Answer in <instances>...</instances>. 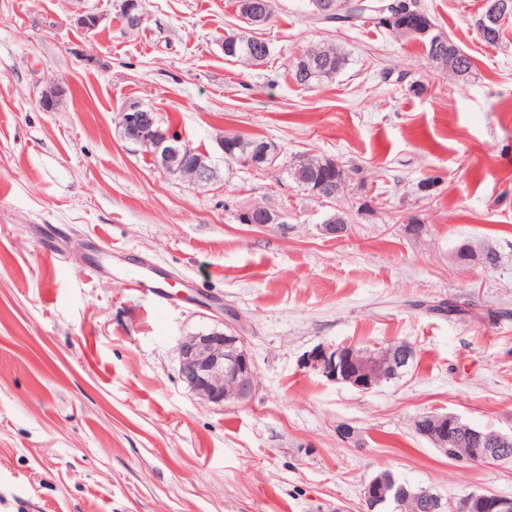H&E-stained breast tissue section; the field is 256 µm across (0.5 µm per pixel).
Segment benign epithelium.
<instances>
[{
  "label": "benign epithelium",
  "instance_id": "7a95c632",
  "mask_svg": "<svg viewBox=\"0 0 512 512\" xmlns=\"http://www.w3.org/2000/svg\"><path fill=\"white\" fill-rule=\"evenodd\" d=\"M241 17L250 25H263L267 11L259 8L253 0H243ZM119 127L123 139L144 149L155 168L183 177L182 157L188 148L182 138L161 130L157 113L141 104H132L120 113ZM238 162L253 169L268 170L273 167L275 159L270 157L269 148L259 146L250 153H243ZM240 217L245 224L265 227L277 223L280 215L267 208L251 207ZM411 361L412 353L406 347L360 352L317 347L308 352L304 364L337 383H347L366 393L385 379L405 373ZM179 363L181 377L187 386L211 403L222 404L231 398L243 402L255 392L252 357L245 339L231 329H216L186 338L179 347ZM415 431L442 452L448 451L445 442L450 438L469 445L460 458V462L465 464L512 461V453L506 450V446L512 444V434L502 433L498 440L490 441L454 414L421 415L416 419ZM393 487V479L388 474L381 472L373 477L364 490L367 512H376ZM477 502L483 512H512V499L476 493L460 502L456 512H473Z\"/></svg>",
  "mask_w": 512,
  "mask_h": 512
}]
</instances>
